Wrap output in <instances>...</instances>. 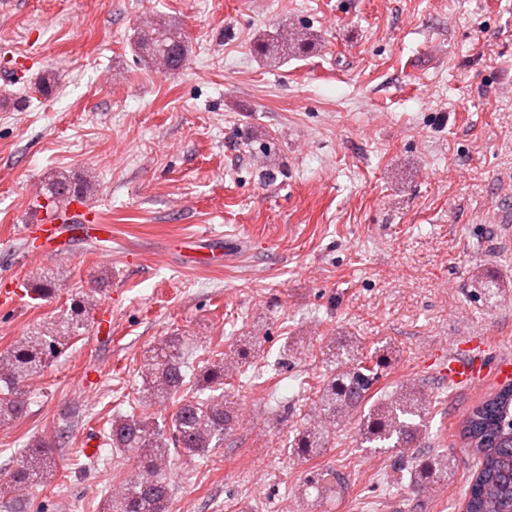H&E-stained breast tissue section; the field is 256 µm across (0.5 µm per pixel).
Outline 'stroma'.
Segmentation results:
<instances>
[{"label": "stroma", "instance_id": "stroma-1", "mask_svg": "<svg viewBox=\"0 0 512 512\" xmlns=\"http://www.w3.org/2000/svg\"><path fill=\"white\" fill-rule=\"evenodd\" d=\"M157 19L188 37L177 72L131 48ZM275 27L288 53L267 59ZM60 177L91 180L111 240L33 251L25 228ZM206 229L237 243L235 261L169 252ZM45 275L57 291L42 300ZM2 293L0 351L96 301L26 381L27 414L0 427V475L31 440L60 437L56 479L27 492V512H100L136 472L102 426L137 398L152 349L187 337L198 368L257 321L264 352L227 392L233 432L203 457L172 451L170 512H464L475 468L459 432L480 397L426 361L475 332L512 350V0H0ZM339 334L367 358L393 349L373 398L432 393L422 442L448 452L447 478L414 488V456L365 447L354 420L312 463L290 454ZM289 336L309 339L303 355ZM312 465L344 474L336 498H303Z\"/></svg>", "mask_w": 512, "mask_h": 512}]
</instances>
